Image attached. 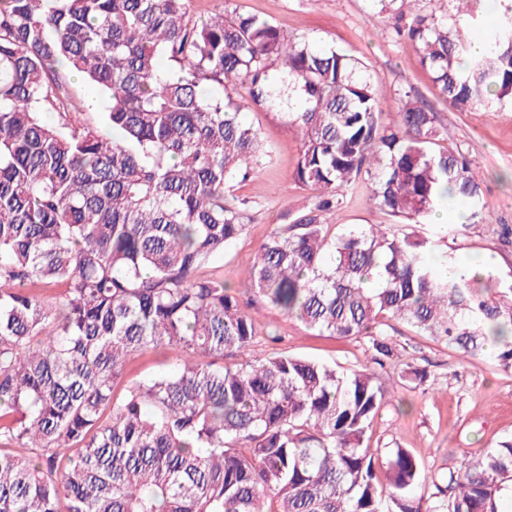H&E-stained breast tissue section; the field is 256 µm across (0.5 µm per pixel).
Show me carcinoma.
<instances>
[{"mask_svg":"<svg viewBox=\"0 0 512 512\" xmlns=\"http://www.w3.org/2000/svg\"><path fill=\"white\" fill-rule=\"evenodd\" d=\"M397 19L459 108L512 98V7L476 53L444 19L397 0ZM191 0H0V512H498L512 438L461 472L426 474L406 448L385 480L365 442L389 388L273 352L256 360L245 308L368 338L397 358L389 321L512 370V285L443 268L445 237L411 229L481 186L435 113L404 93L398 120L356 59ZM96 93L75 105L71 76ZM286 99L295 183L314 207L277 230L233 291L203 274L246 228L230 194L263 152L234 98ZM100 114L93 126L74 118ZM399 229L330 234L320 213L358 180ZM163 346L171 373L114 394L130 357ZM234 361L222 362L224 354ZM399 382L429 374L406 366ZM429 481L427 508L415 491Z\"/></svg>","mask_w":512,"mask_h":512,"instance_id":"obj_1","label":"carcinoma"}]
</instances>
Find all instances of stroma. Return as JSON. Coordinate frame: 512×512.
<instances>
[{
  "label": "stroma",
  "mask_w": 512,
  "mask_h": 512,
  "mask_svg": "<svg viewBox=\"0 0 512 512\" xmlns=\"http://www.w3.org/2000/svg\"><path fill=\"white\" fill-rule=\"evenodd\" d=\"M243 11L259 16L290 37H307L316 46L341 50L360 61L387 99L380 116L395 123V97L411 92L423 100L448 130L449 150H461L482 188L484 221L466 220L452 244L457 258L482 260L503 282L512 281V237L500 235L501 225L512 226V100L493 101L478 109H459L435 87L421 66L415 45L395 32V19L378 14L374 0H234ZM423 14L448 19L473 43L485 41L498 19L485 0L475 7L474 19L456 15L450 0H419ZM244 117L259 131L267 156L259 159L253 176L236 184V196L246 199L252 217L243 234L205 269L206 275L239 286L244 271L271 233L313 205L310 191L292 177L301 149L300 136L276 110L247 104ZM333 231L349 224L389 225L393 218L373 200L367 181L347 193L342 207L324 214ZM258 329L253 355L273 350L350 369L369 365L366 338L325 336L307 328L279 309L252 307ZM391 338L400 353L386 366L393 380L387 403L367 433L371 448L386 452L406 448L431 472L458 471L463 453L493 447L512 436V372L501 370L491 355L461 357L445 345L422 336L401 322H393ZM279 336L278 344L268 336ZM175 358L165 348H148L129 360L121 386L151 380L171 371ZM410 364L427 369L430 379L420 386L398 384V373Z\"/></svg>",
  "instance_id": "35a3bbf8"
}]
</instances>
